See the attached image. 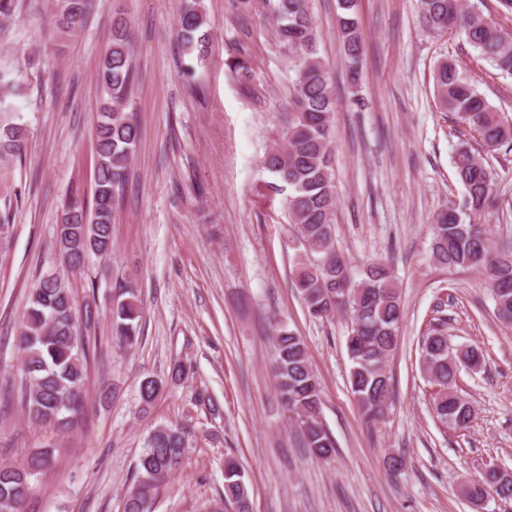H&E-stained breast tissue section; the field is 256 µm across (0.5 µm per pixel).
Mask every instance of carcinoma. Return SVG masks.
Instances as JSON below:
<instances>
[{"label": "carcinoma", "instance_id": "cac0c4a2", "mask_svg": "<svg viewBox=\"0 0 512 512\" xmlns=\"http://www.w3.org/2000/svg\"><path fill=\"white\" fill-rule=\"evenodd\" d=\"M312 0H269L280 43L294 54L295 80L284 107L279 142L262 164L274 177L266 189L288 192L285 198L305 257L295 267L293 287L304 301L308 315L328 319L340 311L352 313L346 337L351 362V393L370 421L383 414L394 394L389 360L399 343L404 317L389 262L368 263L355 279L350 263L336 249V195L332 177L330 133L336 96L317 51V29ZM56 24L69 35L79 32L93 0H56ZM422 25L440 34L462 33L467 43L502 74L512 75V36L467 10L463 0H419ZM202 0H185L178 20V36L189 56L183 75H192L204 60L208 32ZM337 31L350 85L359 86L364 40L357 14V0H337ZM97 81L101 102L96 116L94 189L92 197L70 195L62 223L56 226V251L61 264L75 274L90 256L112 254V218L123 200L130 159L139 138L133 116L123 111L133 85V34L121 12L112 18V38L100 62ZM437 101L472 130L489 149L512 147V122L497 111L473 82L446 58L434 71ZM23 92L14 71L0 68V162L19 160L25 153V127L19 123L7 96ZM454 164L465 189L462 207L444 208L432 218L431 257L449 268H481L489 275L500 319L512 321V248L492 250L487 225L477 223L496 205L491 172L476 154L463 147ZM264 189V190H266ZM264 190L257 195L265 196ZM125 298L111 301L112 335L120 347L131 348L139 339L142 307L131 287ZM24 356L22 403L28 420L67 433L75 426L89 401L85 386L88 340L75 316L74 299L60 279L41 276L30 290L17 334ZM275 373L284 405L302 419V445L324 460L335 442L324 427L321 390L307 359L305 342L286 326L275 329ZM475 349L453 354L448 336L435 328L423 337L422 366L432 392L431 408L438 422L465 430L474 418V407L455 388L460 365L475 356ZM164 387L160 378L147 377L139 388L144 405L153 402ZM188 439L180 427H160L144 444L134 485L124 503L125 512H153L154 491L182 464ZM53 449L46 448L19 465H0V512H27L32 480L50 467ZM512 500V484L491 470L473 482L467 498L481 501L490 494ZM251 512L249 496L238 463L225 461L224 498L214 512Z\"/></svg>", "mask_w": 512, "mask_h": 512}]
</instances>
